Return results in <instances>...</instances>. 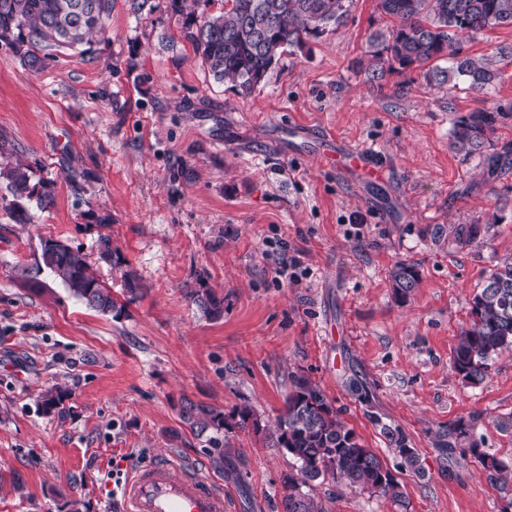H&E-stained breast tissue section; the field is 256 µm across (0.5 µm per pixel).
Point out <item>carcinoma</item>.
Segmentation results:
<instances>
[{
    "mask_svg": "<svg viewBox=\"0 0 512 512\" xmlns=\"http://www.w3.org/2000/svg\"><path fill=\"white\" fill-rule=\"evenodd\" d=\"M175 12L185 16L186 37L213 77L229 81L237 93L251 95L281 57L306 40L337 26L348 14L353 0H224V11L196 13L199 0H171ZM112 0H0V41L25 50L28 62L36 65L38 47H74L89 41L104 25ZM378 9L392 22L388 33L373 37L368 51L372 79L413 65L426 69L428 83L451 84L462 77L476 91L496 83L498 61L486 55H467L459 46L462 33L512 26V0H378ZM447 60L449 66L437 65ZM512 116L499 109L476 110L458 117L454 126V147L472 154L494 132L496 125ZM33 168L16 160L0 161V186L12 197V216L28 224L33 206L46 208L51 193L32 182ZM479 224H460L454 234L457 243L474 242ZM99 256L122 269L125 293L136 297L143 284L135 272L124 268L125 260L112 248V238L99 239ZM40 265L59 279L69 292L87 307L107 313H121L117 302L102 287L80 251L60 241L43 243ZM396 296L404 298L418 283V272L407 263L398 264L392 275ZM193 302L211 318L224 313V298L211 288L193 293ZM469 324L462 328L451 358L452 370L469 384L485 381L490 361L499 352L512 349V257L486 278L473 296ZM64 391L52 386L40 394V405L58 406ZM184 422L197 436L208 435L209 454L218 459L231 454L230 443L219 437L236 427L252 428L270 448L286 449L294 460V471L284 481L282 512H328L315 492L317 481L332 477L352 490L367 491L401 502L399 482L380 457L340 419L319 385L298 376L285 409L270 426L261 423L253 409L244 404L230 413L209 406L184 402ZM383 434L402 460V466L418 477L425 476L419 454L409 447L396 429L383 427ZM486 481L506 502L501 512L512 509V468L487 454L478 455Z\"/></svg>",
    "mask_w": 512,
    "mask_h": 512,
    "instance_id": "carcinoma-1",
    "label": "carcinoma"
}]
</instances>
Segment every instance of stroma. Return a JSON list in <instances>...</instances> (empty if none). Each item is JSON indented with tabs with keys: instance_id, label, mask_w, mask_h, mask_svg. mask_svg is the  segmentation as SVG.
Returning <instances> with one entry per match:
<instances>
[{
	"instance_id": "stroma-1",
	"label": "stroma",
	"mask_w": 512,
	"mask_h": 512,
	"mask_svg": "<svg viewBox=\"0 0 512 512\" xmlns=\"http://www.w3.org/2000/svg\"><path fill=\"white\" fill-rule=\"evenodd\" d=\"M390 25L377 0H354L248 96L214 79L169 0H112L91 46L40 49L37 68L0 41V156L32 164L53 196L27 224L0 198V512H68L75 499L114 512L116 480L159 459L222 486L228 512H281L292 458L236 428L234 464L216 466L181 410L246 404L271 424L297 376L319 384L405 496L328 478L316 488L328 512H500L471 450L512 466V350L476 386L450 360L476 290L512 257V164L487 166L512 144V57L480 93L427 84L414 66L373 81L369 40ZM496 108L508 117L483 147L457 152V118ZM326 132L373 154L380 178L318 161L307 144ZM461 224L481 225L475 243L457 244ZM104 234L138 297L100 260ZM48 239L81 251L120 316L40 269ZM401 262L419 274L403 300ZM201 288L223 296L222 318L193 302ZM54 385L65 397L48 412L38 396ZM461 419L467 437L442 452ZM385 425L425 477L401 468Z\"/></svg>"
}]
</instances>
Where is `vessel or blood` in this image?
Wrapping results in <instances>:
<instances>
[{"mask_svg": "<svg viewBox=\"0 0 512 512\" xmlns=\"http://www.w3.org/2000/svg\"><path fill=\"white\" fill-rule=\"evenodd\" d=\"M322 159L369 166L368 156L335 139L322 141ZM124 512H227L224 491L195 471L160 461L136 471L123 490Z\"/></svg>", "mask_w": 512, "mask_h": 512, "instance_id": "1", "label": "vessel or blood"}]
</instances>
